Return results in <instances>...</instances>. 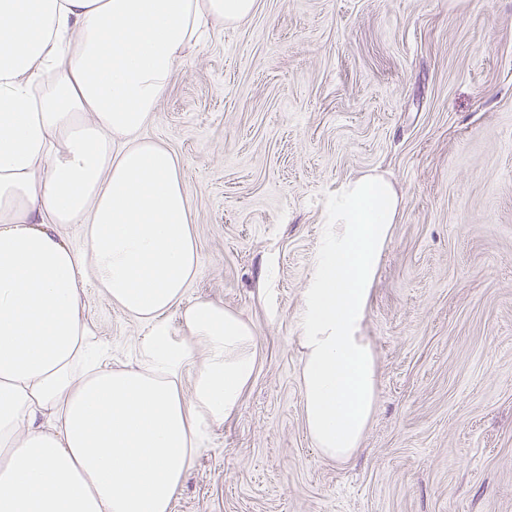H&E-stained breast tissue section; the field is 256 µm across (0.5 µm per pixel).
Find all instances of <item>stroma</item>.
<instances>
[{
    "instance_id": "1",
    "label": "stroma",
    "mask_w": 512,
    "mask_h": 512,
    "mask_svg": "<svg viewBox=\"0 0 512 512\" xmlns=\"http://www.w3.org/2000/svg\"><path fill=\"white\" fill-rule=\"evenodd\" d=\"M145 139L179 159L187 300L255 327L238 414L173 512H512V0H257L180 58ZM375 171L403 205L370 302L360 449L304 427L297 330L327 200ZM115 368L146 332L87 290Z\"/></svg>"
}]
</instances>
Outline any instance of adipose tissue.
Returning a JSON list of instances; mask_svg holds the SVG:
<instances>
[{
    "mask_svg": "<svg viewBox=\"0 0 512 512\" xmlns=\"http://www.w3.org/2000/svg\"><path fill=\"white\" fill-rule=\"evenodd\" d=\"M255 8L0 0V512H172L201 437L239 412L255 328L223 304L185 303L200 255L180 164L140 134L181 55ZM401 207L383 175L344 183L301 296L305 428L339 463L375 406L365 331ZM91 286L148 326L135 363L105 364ZM175 309L180 337L165 322Z\"/></svg>",
    "mask_w": 512,
    "mask_h": 512,
    "instance_id": "obj_1",
    "label": "adipose tissue"
}]
</instances>
